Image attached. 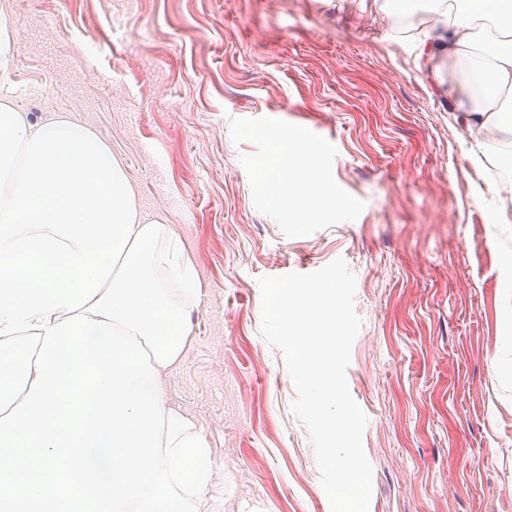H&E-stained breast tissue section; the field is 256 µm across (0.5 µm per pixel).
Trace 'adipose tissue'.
Segmentation results:
<instances>
[{
	"label": "adipose tissue",
	"instance_id": "adipose-tissue-1",
	"mask_svg": "<svg viewBox=\"0 0 512 512\" xmlns=\"http://www.w3.org/2000/svg\"><path fill=\"white\" fill-rule=\"evenodd\" d=\"M432 18L414 65L450 88L468 130L512 132V0H373ZM21 146L0 211V512H208L216 470L194 421L166 404L191 339L194 266L111 148L68 115L29 122L0 100V166ZM112 466L86 476L80 451Z\"/></svg>",
	"mask_w": 512,
	"mask_h": 512
}]
</instances>
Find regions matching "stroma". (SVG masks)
<instances>
[{
  "instance_id": "obj_1",
  "label": "stroma",
  "mask_w": 512,
  "mask_h": 512,
  "mask_svg": "<svg viewBox=\"0 0 512 512\" xmlns=\"http://www.w3.org/2000/svg\"><path fill=\"white\" fill-rule=\"evenodd\" d=\"M0 99L111 148L140 213L192 260L201 302L167 399L206 436L223 512H331L261 334L258 280L344 258L362 326L369 512H512V152L414 67L428 21L363 0H31ZM303 130L344 212L273 201L258 167ZM503 211L500 224L489 215Z\"/></svg>"
}]
</instances>
